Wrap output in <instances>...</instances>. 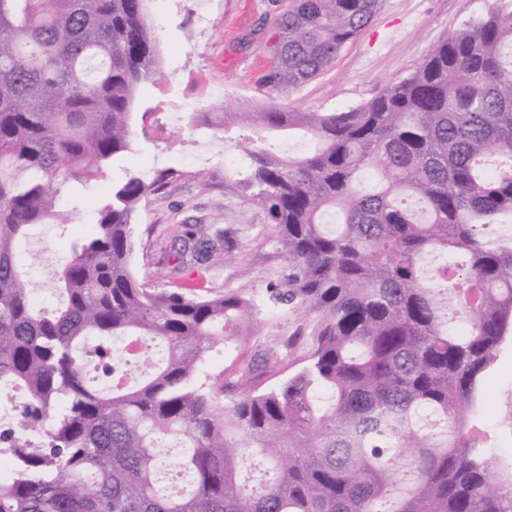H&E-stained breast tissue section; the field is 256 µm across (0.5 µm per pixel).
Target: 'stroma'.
Wrapping results in <instances>:
<instances>
[{
  "instance_id": "stroma-1",
  "label": "stroma",
  "mask_w": 512,
  "mask_h": 512,
  "mask_svg": "<svg viewBox=\"0 0 512 512\" xmlns=\"http://www.w3.org/2000/svg\"><path fill=\"white\" fill-rule=\"evenodd\" d=\"M208 3L212 25L203 29L188 0H148L161 73L138 90L136 110L144 118L136 123V142L103 176L77 185L67 199L66 223L33 226L26 246L39 253L44 267L38 287H51L72 244L92 234L93 213L113 182L129 175L150 181L160 171H171L167 183L139 204L133 265L146 287L182 289L162 248L174 225L188 224L215 245L205 264L209 294L235 292L259 305L257 326L215 347L196 378L229 406L243 389L262 392L305 366L320 315L268 304L269 286L286 273L277 229L249 200L246 161L228 170L223 157L227 151L239 152L251 128L238 125L228 135L212 126L209 133L222 139L224 151L193 165L186 157L199 149L201 135L185 121L170 127V112L189 97L196 98L201 112L221 104L260 108L271 102L300 112L351 109L414 71L434 47L484 14L494 0H383L372 22L326 71L285 92L270 87L266 77L275 56L270 21L291 0ZM248 364L251 374L240 377L239 367ZM475 409L488 427L494 454H512L511 339L498 348Z\"/></svg>"
}]
</instances>
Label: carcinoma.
<instances>
[{
    "label": "carcinoma",
    "mask_w": 512,
    "mask_h": 512,
    "mask_svg": "<svg viewBox=\"0 0 512 512\" xmlns=\"http://www.w3.org/2000/svg\"><path fill=\"white\" fill-rule=\"evenodd\" d=\"M146 2L0 0V409L15 423L0 512H512V469L474 409L512 338V233L494 232L512 224V0L357 107L232 113L319 142L242 151L288 262L270 300L321 318L300 371L229 409L194 380L253 326V301L152 290L133 269L138 204L170 173L112 184L56 274L59 306L36 304L27 277L28 227L134 143L160 62ZM381 2L293 0L268 83L330 67ZM213 249L183 224L164 247L197 284ZM89 336L163 343L167 359L134 355L143 379L118 371L100 391L78 352Z\"/></svg>",
    "instance_id": "cac0c4a2"
}]
</instances>
